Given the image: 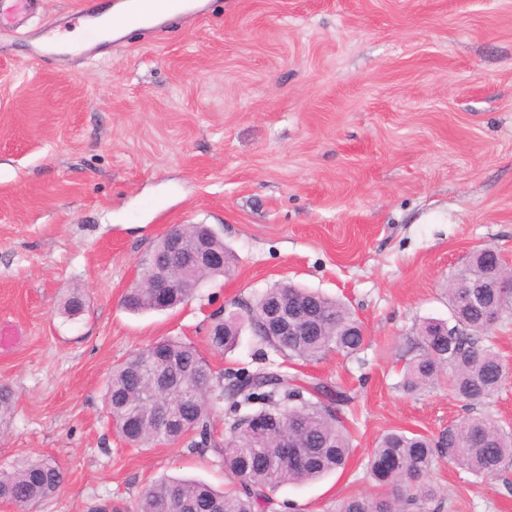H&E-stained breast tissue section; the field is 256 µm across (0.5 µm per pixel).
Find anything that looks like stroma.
I'll list each match as a JSON object with an SVG mask.
<instances>
[{
	"instance_id": "35a3bbf8",
	"label": "stroma",
	"mask_w": 512,
	"mask_h": 512,
	"mask_svg": "<svg viewBox=\"0 0 512 512\" xmlns=\"http://www.w3.org/2000/svg\"><path fill=\"white\" fill-rule=\"evenodd\" d=\"M79 0L4 20L0 0V468L44 458L66 473L33 512H134L151 483L237 488L224 471L228 400L212 441L128 445L105 408L112 368L167 336L214 376L283 363L243 330L207 341L290 282L346 302L368 343L288 371L340 391L343 470L280 487L265 512H338L378 488L387 431L438 437L471 411L446 383L403 392L423 322L447 321L448 283L477 250L512 257V0H208L81 57L43 51ZM205 224L232 263L169 311L126 291L161 237ZM84 296L73 318L60 307ZM423 512H512V465L485 482L448 462Z\"/></svg>"
}]
</instances>
